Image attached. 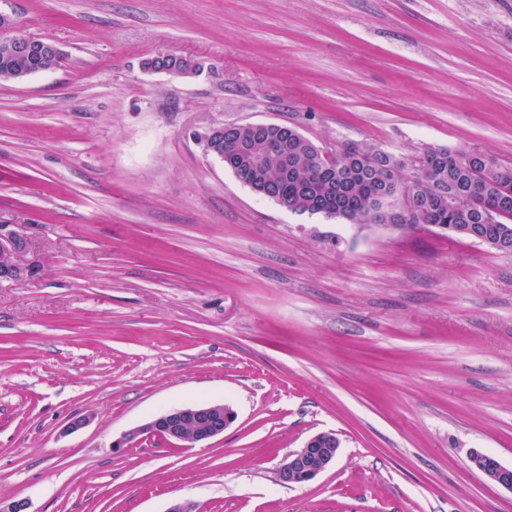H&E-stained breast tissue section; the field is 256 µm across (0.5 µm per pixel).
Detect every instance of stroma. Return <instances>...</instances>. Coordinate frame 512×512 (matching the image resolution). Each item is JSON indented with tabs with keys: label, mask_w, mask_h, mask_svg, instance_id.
I'll return each instance as SVG.
<instances>
[{
	"label": "stroma",
	"mask_w": 512,
	"mask_h": 512,
	"mask_svg": "<svg viewBox=\"0 0 512 512\" xmlns=\"http://www.w3.org/2000/svg\"><path fill=\"white\" fill-rule=\"evenodd\" d=\"M62 56L0 82V503L28 512H512V254L293 212L195 132L512 165V0H0ZM202 61L190 78L157 55ZM223 403L208 445L125 435ZM89 415L75 432L70 421ZM319 432L313 481L280 484ZM0 225V280L21 281L25 276V268L19 263V255L25 251L27 241L24 236ZM340 442L332 432L310 437L302 448L292 451L277 470V480L284 485L315 479L337 458ZM469 460L489 481L512 492V466L503 465L497 457L478 448L470 452Z\"/></svg>",
	"instance_id": "35a3bbf8"
}]
</instances>
